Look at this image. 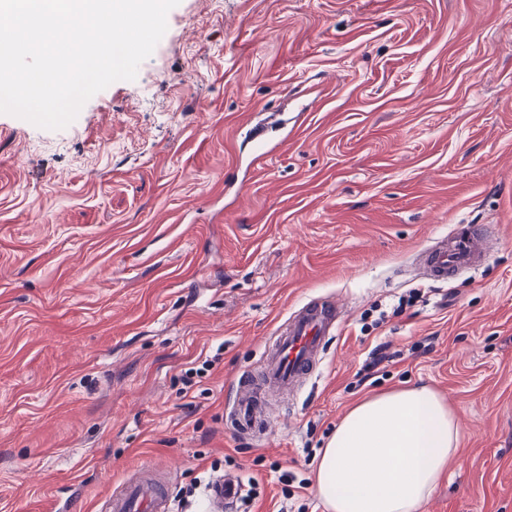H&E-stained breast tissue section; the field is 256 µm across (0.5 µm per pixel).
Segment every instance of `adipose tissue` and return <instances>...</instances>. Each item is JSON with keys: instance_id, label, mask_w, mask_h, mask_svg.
Instances as JSON below:
<instances>
[{"instance_id": "adipose-tissue-1", "label": "adipose tissue", "mask_w": 512, "mask_h": 512, "mask_svg": "<svg viewBox=\"0 0 512 512\" xmlns=\"http://www.w3.org/2000/svg\"><path fill=\"white\" fill-rule=\"evenodd\" d=\"M463 436L427 385L373 395L338 422L320 451L313 490L325 512H422Z\"/></svg>"}]
</instances>
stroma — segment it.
<instances>
[{
  "label": "stroma",
  "mask_w": 512,
  "mask_h": 512,
  "mask_svg": "<svg viewBox=\"0 0 512 512\" xmlns=\"http://www.w3.org/2000/svg\"><path fill=\"white\" fill-rule=\"evenodd\" d=\"M297 93L251 163L238 128ZM458 224L493 225L485 264L422 279ZM327 295L346 322L314 375L235 435L233 380ZM415 382L464 428L423 512H512V0H180L68 127L0 114V512H102L155 465L182 512L224 475L257 484L231 512H323L336 423Z\"/></svg>",
  "instance_id": "1"
}]
</instances>
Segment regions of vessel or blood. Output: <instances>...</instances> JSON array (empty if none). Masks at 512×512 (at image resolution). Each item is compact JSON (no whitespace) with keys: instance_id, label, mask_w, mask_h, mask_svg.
<instances>
[{"instance_id":"1","label":"vessel or blood","mask_w":512,"mask_h":512,"mask_svg":"<svg viewBox=\"0 0 512 512\" xmlns=\"http://www.w3.org/2000/svg\"><path fill=\"white\" fill-rule=\"evenodd\" d=\"M288 114L283 107L270 108L268 120L247 128L246 138L259 155L275 152L279 144L271 139L274 131H287ZM488 238L481 225L454 227L448 234L424 245L418 252L428 279L445 282L457 274L482 266ZM344 321L341 304L328 297L309 300L279 327L273 344L266 347L260 366L240 377L229 410L233 430L239 435L261 437L265 426L267 394H295L300 383L311 376L316 361L329 340L337 335ZM170 481L160 470L142 468L136 478L125 481L107 497L105 512H170ZM236 479L217 480L210 489V500L217 512L227 500L238 498Z\"/></svg>"}]
</instances>
